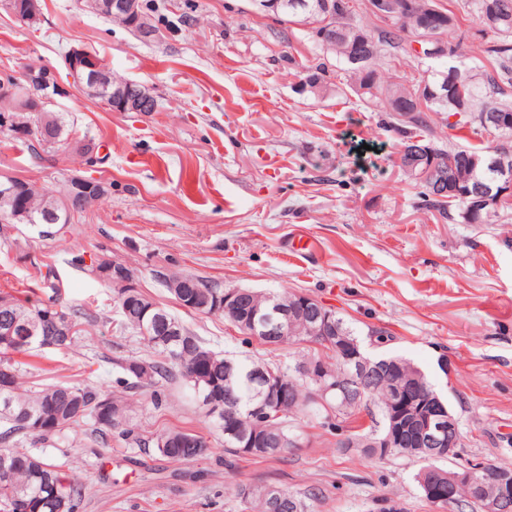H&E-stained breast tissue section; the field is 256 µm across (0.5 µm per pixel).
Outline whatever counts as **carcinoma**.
Wrapping results in <instances>:
<instances>
[{
	"label": "carcinoma",
	"instance_id": "cac0c4a2",
	"mask_svg": "<svg viewBox=\"0 0 512 512\" xmlns=\"http://www.w3.org/2000/svg\"><path fill=\"white\" fill-rule=\"evenodd\" d=\"M460 8L472 17V25L467 28L454 10L437 0H367L365 4L360 0H283L275 21L310 26L308 33L318 49L316 63L300 64L288 56V64L306 71L302 90L314 97L333 93L345 96L350 91L359 101L382 112L383 126L399 136V158L403 160L410 149L424 146L433 150L444 180L442 186L423 179L418 169H410L404 163L400 170L405 180L419 189L424 206L436 220L494 224L512 215V200H498L508 190L500 174L501 158L507 153L512 159V0H463ZM428 36L435 38L428 45L443 43L447 52L435 56L417 52L413 44ZM476 43L482 45L481 59L470 55V48ZM399 61L410 71L397 74L385 69ZM334 65L348 73L343 87L327 80L329 68ZM28 88L25 78L8 73L0 76V133L36 154L44 150V141L72 143L79 154H84L81 143L88 135L78 134L62 112H48L41 138L30 137L28 123L38 103L29 98ZM454 116L458 120L452 123L450 118ZM441 125L471 136L486 134L494 138L496 145L446 147L436 140V130ZM108 193L107 187L91 197L78 191L71 206L81 216ZM15 205L38 217L55 207L61 221L69 223L72 219L59 196L23 180L16 184L12 201H0V214L8 213ZM200 284L202 278L181 271L167 275L163 282L174 300L192 303L194 314L224 316L243 335L242 344H267L263 337L252 335L243 321L224 313L220 306L224 288L220 283L210 280L206 288ZM114 293L120 312L115 329L121 334L136 335L146 348L143 356L113 360L119 373L117 383L122 385L118 392L107 387L97 389L81 380L25 388L21 382L22 363L15 356L27 354L34 347L23 336L0 347V512H79L85 488L67 473L68 460L51 462L34 452L33 447L52 443L56 438L65 440L71 434L76 436L86 427L104 435L124 418L128 390L152 388L177 377L191 392L204 418L224 435L229 466L242 456L277 458L290 452L291 441L302 438L295 420L303 417L325 430L347 436L355 445L356 455L370 463L403 460L420 464L414 475L420 496L441 512H481L482 493L492 492L486 481L475 486L457 485L449 501L438 502L432 496L433 486H448V457L424 448H391L383 453L366 445V441L389 430V409L395 399L397 379L419 378L422 386H431L426 374L411 360L396 354L371 357L372 362L388 363L398 372L377 380L357 376L359 385L352 389H360V397H333L328 408L312 399L321 384L301 377L300 368L327 364L329 379L336 382L348 368L332 354L336 336L318 348L301 349L297 356L285 361L237 360L227 374L224 355L209 348L140 289L116 288ZM299 296L290 291H256L245 310L261 315L274 303L291 307ZM319 308L331 313L342 335L360 346L364 345L365 335L378 345L391 336L384 328L373 327L365 332L335 310L322 304ZM161 312L169 324L181 330V335L162 336L154 330L153 321ZM49 313L59 314L62 327L68 331L62 336L60 348H71L85 332V311L64 304L55 288L43 297H15L0 292V330L14 322L34 327ZM290 319L292 330L274 337V346L310 342L306 316L296 311ZM267 366L280 372L288 387L298 392V398L288 403L286 413L273 420L257 410L261 401L257 374ZM227 396L238 404L236 417L230 421L224 419V413L215 415L210 411L212 405L224 407ZM123 436L133 448H150L175 461H191L211 452V443L194 430L166 429L145 437L128 429ZM323 499L318 487L302 493L284 489L281 498L272 500L260 486L242 497L248 512H308L307 502Z\"/></svg>",
	"mask_w": 512,
	"mask_h": 512
}]
</instances>
